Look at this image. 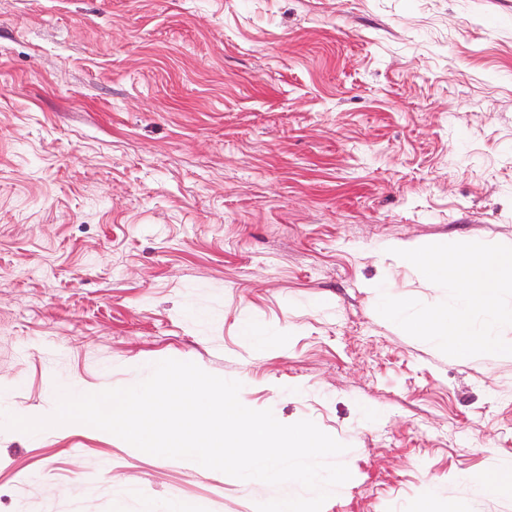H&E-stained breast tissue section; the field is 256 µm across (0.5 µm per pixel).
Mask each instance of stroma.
Returning <instances> with one entry per match:
<instances>
[{"instance_id": "1", "label": "stroma", "mask_w": 512, "mask_h": 512, "mask_svg": "<svg viewBox=\"0 0 512 512\" xmlns=\"http://www.w3.org/2000/svg\"><path fill=\"white\" fill-rule=\"evenodd\" d=\"M448 238L512 244V0H0V384L26 414L189 361L346 444L322 512H512L464 481L512 467V355L451 361L376 311L386 281L445 299L392 250ZM274 492L0 429V512Z\"/></svg>"}]
</instances>
